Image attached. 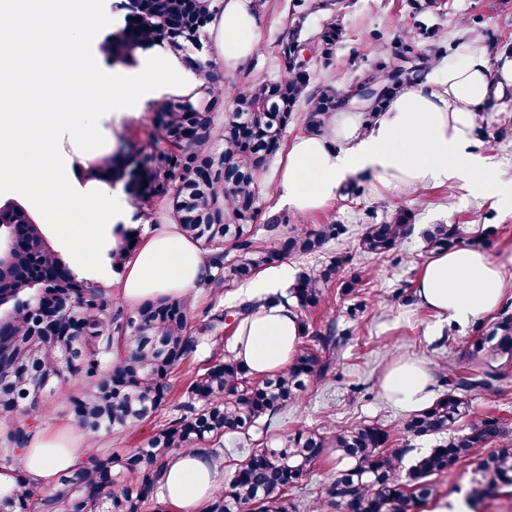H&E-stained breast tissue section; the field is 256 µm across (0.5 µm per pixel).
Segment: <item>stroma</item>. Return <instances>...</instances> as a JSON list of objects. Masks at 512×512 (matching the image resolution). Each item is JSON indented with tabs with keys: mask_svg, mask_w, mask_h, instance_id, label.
<instances>
[{
	"mask_svg": "<svg viewBox=\"0 0 512 512\" xmlns=\"http://www.w3.org/2000/svg\"><path fill=\"white\" fill-rule=\"evenodd\" d=\"M258 20L259 49L240 67L224 69V55L216 29H208L207 59L223 68V85L231 88L255 81L275 80L282 74L279 50L282 42L296 37L308 55L306 70L312 86L332 85L345 92L359 80L371 77L379 64L391 57L399 36L415 35V49L427 74L447 64L471 33L481 34L493 55L512 46V0H251ZM340 22L346 30L338 43L331 66L318 57L320 38L327 23ZM482 144L494 163V174L512 183V92L497 99L479 113ZM105 149L121 144L147 146L153 143L155 128L146 108L109 112L99 123ZM277 162H270L261 174L264 192L256 221V237L273 246L280 235L309 229L317 224H341L347 232L329 242L321 253L282 259L288 279L279 284L287 294L299 274L319 268L331 257L346 255L351 268L366 271L367 284L352 294L340 283L330 284L326 305L305 317L310 333L326 332L329 326L350 330L351 336L339 350L331 379L311 385L300 403L288 405L273 417L267 439L279 441L295 429L323 432L367 421L396 426L406 413L384 398L380 382L395 362L421 358L432 362L435 373L444 368L468 364L466 344L471 327L449 326L436 314L419 305L413 289L422 264L430 251L423 231L435 224H456L464 243L491 257L512 248V206L499 197L480 196L464 183L430 186L415 193L393 194L378 190L373 179L361 180L359 195L343 196L316 212L300 215L284 204L275 189ZM122 223L151 231L170 223L168 204L156 199L141 202L122 195ZM412 212L415 229L397 251L368 256L357 248L363 224L382 218L396 208ZM249 283H218L191 290L187 299L192 311L205 307L228 310L254 299ZM236 335L226 330L222 341L203 346L175 367L170 382L171 401L146 423L112 430L100 438V447L124 453L138 447L174 416V404L194 372L204 371L233 350ZM37 430L74 438L78 429L72 412L60 396L45 395L35 413ZM471 466L462 463L452 477L441 479L438 498L421 505L418 512H512V487L471 510L465 503Z\"/></svg>",
	"mask_w": 512,
	"mask_h": 512,
	"instance_id": "1",
	"label": "stroma"
}]
</instances>
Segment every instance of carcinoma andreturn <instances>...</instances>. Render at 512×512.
I'll return each instance as SVG.
<instances>
[{"label": "carcinoma", "mask_w": 512, "mask_h": 512, "mask_svg": "<svg viewBox=\"0 0 512 512\" xmlns=\"http://www.w3.org/2000/svg\"><path fill=\"white\" fill-rule=\"evenodd\" d=\"M220 12L215 0H143L139 13L125 21L123 39L166 47L168 29L193 25L201 43ZM331 22L321 36L320 57L330 61L343 38ZM414 52L405 33L392 61L381 66L373 82L381 89L366 110L373 119L391 96L406 88L393 78L397 60ZM283 74L276 80L226 90L210 61L193 71L202 79L193 91L152 103L157 142L161 148L104 153L83 169L98 182L120 180L123 166L140 155V181L153 198L167 200L181 232L213 255V280L250 279L262 266L282 258L312 255L338 238L343 227L321 224L279 238L268 250L255 239L260 212V175L281 147L283 133L297 108L305 109L313 132L326 129L331 114L341 110L330 87L312 90L310 77L298 64V44L290 40L279 51ZM231 107L214 142L220 110ZM413 231V216L397 209L380 222H370L357 236V248L368 255L397 250ZM115 245L107 252L112 268L125 263L140 228L116 225ZM16 237L12 256L0 255V512H165L157 500L162 471L174 452L205 448L218 453L227 434H248L290 403H297L311 381L332 376L335 353L349 336L331 332L309 335L301 323L302 346L282 371L255 381L250 370L230 355L194 376L180 416L169 421L142 448L118 456L97 446L101 432L149 419L168 399L175 366L204 344L222 339L227 317L241 324L263 307L293 301L300 313L325 302V286L340 276L348 258L336 256L310 273H302L288 296L270 294L242 302L234 310L202 312L203 331L189 326L187 300L168 297L147 301L129 313L114 308L101 286L79 277L62 254L49 244L40 225L17 204L0 209V238ZM460 240L455 225L437 224L426 233L435 249H449ZM238 259L224 262L225 246ZM468 354L475 366L452 373L430 405L389 428L375 421L349 429L319 432L297 429L276 446L248 449L230 478L198 512H296L288 493L299 488L324 457L336 454L344 467L318 488L312 512H332L348 502L353 512H410L432 500V478L451 475L476 448L488 452L472 469L470 500L478 505L512 487V444L504 441L509 423L498 417H474L462 429L406 465L412 449L399 446L394 433L439 435L454 430L470 415L472 396L497 390L502 370L512 365V311L504 307L490 325L479 322ZM77 377L82 388L66 398L75 423L92 447L87 463L58 476L47 488L31 481L21 463L33 417L42 396L69 387Z\"/></svg>", "instance_id": "cac0c4a2"}]
</instances>
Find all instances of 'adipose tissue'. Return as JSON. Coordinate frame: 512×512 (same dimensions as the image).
Wrapping results in <instances>:
<instances>
[{"instance_id": "ef3b65f1", "label": "adipose tissue", "mask_w": 512, "mask_h": 512, "mask_svg": "<svg viewBox=\"0 0 512 512\" xmlns=\"http://www.w3.org/2000/svg\"><path fill=\"white\" fill-rule=\"evenodd\" d=\"M224 64L236 66L259 48L256 17L250 0H225L217 22ZM512 88V59L491 57L471 40L462 62L408 86L392 97L368 125L355 114L333 113L328 130L295 138L276 175L275 188L298 214L323 208L338 198L345 183L372 175L384 190L405 194L430 185L466 182L481 193L507 195V186L492 177V165L480 149L477 115L505 88ZM211 256L177 225L145 235L129 256L121 296L136 305L163 296H185L207 275ZM512 249L492 258L481 249L461 245L431 255L417 276L414 296L448 325L464 327L496 311L512 289L504 269ZM301 325L297 312L280 304L257 312L245 322L233 355L256 377L281 370L298 352ZM434 372L428 361L396 362L381 388L398 408L414 409L431 391ZM86 445L42 432L21 457L24 470L43 485L77 468ZM224 483V460L207 450L178 451L167 459L162 496L173 512H192Z\"/></svg>"}]
</instances>
